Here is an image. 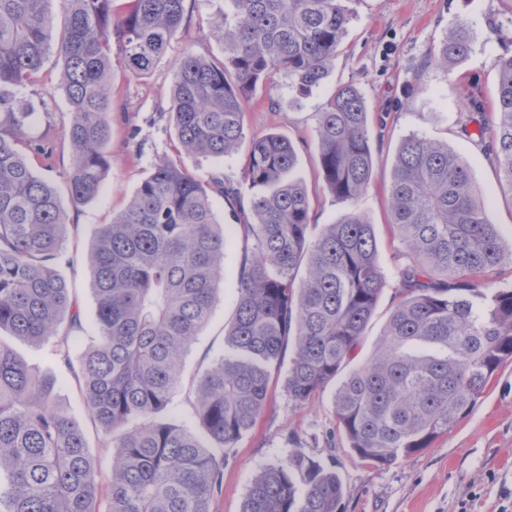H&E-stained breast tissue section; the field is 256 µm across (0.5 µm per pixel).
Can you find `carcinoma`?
<instances>
[{
	"label": "carcinoma",
	"instance_id": "carcinoma-1",
	"mask_svg": "<svg viewBox=\"0 0 512 512\" xmlns=\"http://www.w3.org/2000/svg\"><path fill=\"white\" fill-rule=\"evenodd\" d=\"M54 0H0V331L51 347L72 371L102 446L40 377L0 340V512H210L226 449L256 425L271 375L290 353L284 388L296 404L330 382L339 431L361 461L389 466L430 447L473 410L512 359V288L489 273L512 263L480 200L470 168L448 144L407 135L385 189L390 224L406 250L399 300L376 348L355 351L385 277L374 224L353 208L311 239V197L295 177L297 152L277 133L250 140L241 181L251 190L252 238L237 268L236 311L224 352L193 379L201 433L167 420L186 358L207 325L224 279L227 237L218 194L244 211L238 185L203 179L170 159L154 164L125 208L99 225L89 255L95 335L74 351L83 314L57 271L67 224L58 194L27 154L51 162L56 132L29 135L30 113L12 90L38 80L50 50ZM63 0L60 86L71 107L63 136L71 202L97 196L110 167L112 68L144 77L179 33L185 0ZM211 22L224 57L184 54L174 67L169 119L181 150L205 158L236 151L258 89L288 79L301 95L320 86L351 20L350 0H225ZM471 49L466 24L448 30L427 64L448 69ZM492 111L469 98L458 124L512 194V55L494 59ZM491 144L483 145L485 126ZM322 187L357 201L377 177L368 112L352 84L317 113ZM336 466L299 450L260 470L241 512H338Z\"/></svg>",
	"mask_w": 512,
	"mask_h": 512
}]
</instances>
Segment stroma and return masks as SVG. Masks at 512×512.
Here are the masks:
<instances>
[{"instance_id": "obj_1", "label": "stroma", "mask_w": 512, "mask_h": 512, "mask_svg": "<svg viewBox=\"0 0 512 512\" xmlns=\"http://www.w3.org/2000/svg\"><path fill=\"white\" fill-rule=\"evenodd\" d=\"M350 7L353 19L320 87L299 98L289 89L287 79H278L272 93H258L247 109L246 133L273 132L292 142L298 156L297 177L317 191L312 199V223H335L355 206L374 224L386 286L356 351L363 359L375 347L398 300L397 269L406 261L389 222L384 196L405 136L415 132L448 143L470 167L503 248L512 251V196L503 191L480 148L455 122L457 93L487 102L495 94L493 61L496 56L512 54V37H500L494 23L512 18V0H352ZM223 10L224 0H186L183 28L149 75L135 78L114 69L112 141L108 146L111 165L95 199L77 207L70 201L64 176L71 153L67 139H57L52 167H45L36 157L28 159L35 174L57 190L68 224L63 244L66 259L59 263L58 271L79 303L86 330L94 328L87 255L97 227L109 222L133 196L156 160L165 157L202 175L218 174L234 181L241 176L246 148L223 158L176 152L166 114L176 59L187 52L223 57V46L214 40L210 28L212 17ZM461 20L469 27V56L448 71L426 67L430 50ZM61 70L57 53L49 52L38 81L16 92L33 113L32 135L50 125L63 130L70 122V106L59 87ZM343 83L356 85L367 102L378 163L374 187L355 204L319 189L317 114ZM213 205L224 220L230 247L212 318L187 358L192 370L208 365L222 352L225 327L235 311V268L242 254L243 229L229 220L230 208L223 198L214 197ZM11 344L29 364L54 376L59 397L82 425L91 454L101 464H109L112 451L102 447L101 432L89 419L72 374L54 362L49 346L38 347L17 338ZM334 392V385H327L298 405L289 399L282 374L273 375L266 410L251 432L229 451L223 490L213 498L211 512H241L253 477L296 450L335 463L344 485L340 512H512V361L493 377L474 411L448 434L437 438L430 448L381 468L362 463L340 434Z\"/></svg>"}]
</instances>
